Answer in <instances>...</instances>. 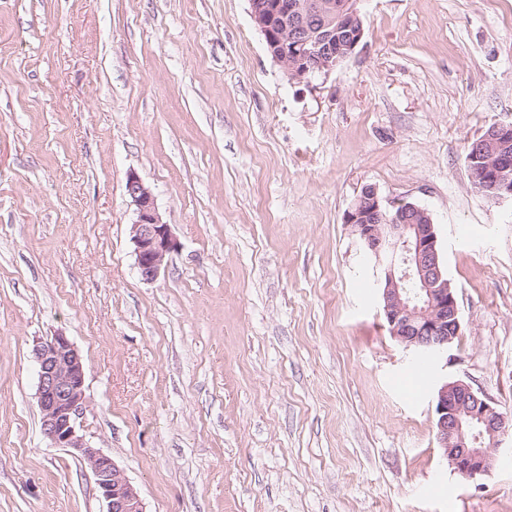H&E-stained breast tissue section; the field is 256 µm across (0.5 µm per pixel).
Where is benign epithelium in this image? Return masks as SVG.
<instances>
[{
    "label": "benign epithelium",
    "instance_id": "obj_1",
    "mask_svg": "<svg viewBox=\"0 0 512 512\" xmlns=\"http://www.w3.org/2000/svg\"><path fill=\"white\" fill-rule=\"evenodd\" d=\"M360 0H250L254 25L267 51L291 81L302 83L312 70L328 74L338 57L355 50L364 37L356 29L340 50L333 49L336 29L361 19ZM467 159L471 180L494 198H512V123H493L473 143ZM126 193L136 208L131 224L136 263L146 281L156 279L167 257L179 247L171 225L163 221L151 189L134 173ZM381 267L383 313L394 339L406 348L440 355L461 335L459 306L442 264L438 237L429 213L405 202L394 214L373 186L365 187L344 217ZM414 280L411 295L404 283ZM38 367L37 399L45 437L68 448L92 472L105 512H146L139 492L112 458L92 447L81 434L85 366L62 332L33 346ZM435 438L448 465L459 477L477 481L491 473L504 438L512 435V415L492 398L458 380L444 382L434 395Z\"/></svg>",
    "mask_w": 512,
    "mask_h": 512
}]
</instances>
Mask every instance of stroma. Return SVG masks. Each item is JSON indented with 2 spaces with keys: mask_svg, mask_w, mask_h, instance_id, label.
Here are the masks:
<instances>
[{
  "mask_svg": "<svg viewBox=\"0 0 512 512\" xmlns=\"http://www.w3.org/2000/svg\"><path fill=\"white\" fill-rule=\"evenodd\" d=\"M341 66L289 82L249 0H0V512H103L41 430L32 348L85 365L81 429L146 512H512V447L454 474L433 396L512 412V199L468 144L512 122V0H361ZM179 242L143 280L129 173ZM425 208L462 334L417 361L344 216Z\"/></svg>",
  "mask_w": 512,
  "mask_h": 512,
  "instance_id": "35a3bbf8",
  "label": "stroma"
}]
</instances>
